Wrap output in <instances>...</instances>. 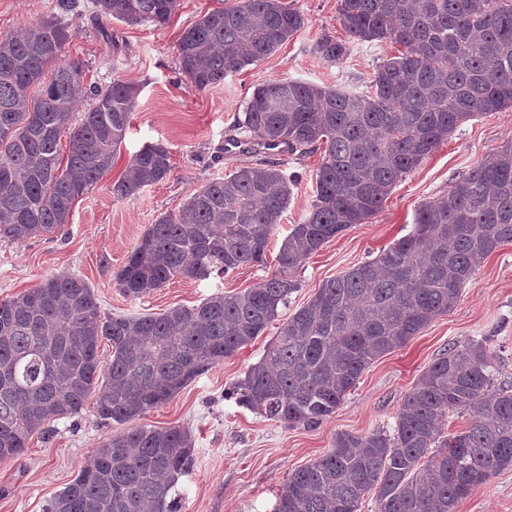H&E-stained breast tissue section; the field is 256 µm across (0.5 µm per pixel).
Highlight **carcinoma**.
<instances>
[{
    "mask_svg": "<svg viewBox=\"0 0 512 512\" xmlns=\"http://www.w3.org/2000/svg\"><path fill=\"white\" fill-rule=\"evenodd\" d=\"M107 21L166 26L179 0H93ZM338 20L357 42L390 39L368 93L302 80L255 86L232 141L254 162L191 192L159 217L116 274L121 293L142 298L176 276L206 280L262 265L296 185L264 150L323 147L309 214L279 248L281 270L257 286L217 293L160 314L104 316L81 278L52 276L0 302V460L22 455L34 433L78 415L125 430L55 495L48 512H179L173 496L194 464L190 434L137 423L205 370L277 320L298 288L292 269L353 224L375 216L393 188L461 123L512 107V0H340ZM304 27L282 0H238L186 28L178 70L203 91L275 53ZM70 24L54 19L0 35V239L22 244L69 223L76 198L109 172L139 88L121 79L85 82L87 65L65 54ZM315 52L339 64L348 40L323 33ZM93 105L72 123L76 101ZM67 138V160L59 144ZM163 143L130 158L112 195L124 199L167 178ZM512 242V143L421 205L411 231L372 260L322 284L288 316L231 395L263 417L312 427L336 412L363 371L404 347L460 300L485 260ZM108 341L112 355L102 362ZM468 426L444 434L451 412ZM512 468V386L497 382L486 347L472 340L437 358L405 395L393 431L338 432L322 456L288 474L278 512H456L460 500Z\"/></svg>",
    "mask_w": 512,
    "mask_h": 512,
    "instance_id": "cac0c4a2",
    "label": "carcinoma"
}]
</instances>
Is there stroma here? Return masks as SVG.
<instances>
[{
	"label": "stroma",
	"mask_w": 512,
	"mask_h": 512,
	"mask_svg": "<svg viewBox=\"0 0 512 512\" xmlns=\"http://www.w3.org/2000/svg\"><path fill=\"white\" fill-rule=\"evenodd\" d=\"M289 2L305 19L296 36L260 63L197 91L180 80L176 44L191 23L210 11L233 7L236 0H180L162 28L112 20L108 42L91 23V0H0L1 34L51 18L66 20L74 31L66 51L87 64V82L104 86L119 77L140 89L111 171L75 203L69 224L21 245L0 241V301L51 276L73 275L92 288L102 313L158 314L193 307L218 292L246 291L279 270L280 241L308 214L321 152L279 155L284 170L297 174L298 181L263 265L202 281L176 277L140 299L125 297L115 280L158 217L178 212L187 196L208 181L252 162L245 149L227 152L223 143L256 85L291 78L360 93L366 91L377 64L399 50L388 40L356 43L343 63L328 64L314 44L325 32L344 38L338 0ZM157 142L171 152L170 174L136 196L115 199L112 185L130 157ZM510 142L512 109L462 123L394 187L369 223L352 225L301 263L293 273L299 287L290 296L289 311L305 305L325 281L375 258L409 233L422 203L446 194L474 165L493 158ZM277 332V324H270L247 347L142 417L147 427H180L193 439L194 466L176 488L180 512H274L278 489L288 474L326 452L336 433L392 428L405 395L449 346L486 340L498 380L512 384V243L486 260L451 311L435 318L403 348L375 359L336 413L317 427H289L263 418L228 396ZM121 430V425L101 420L90 405L79 415L46 423L23 455L0 461V512H47L55 494L87 463L91 450ZM456 512H512V469L475 488Z\"/></svg>",
	"instance_id": "obj_1"
}]
</instances>
